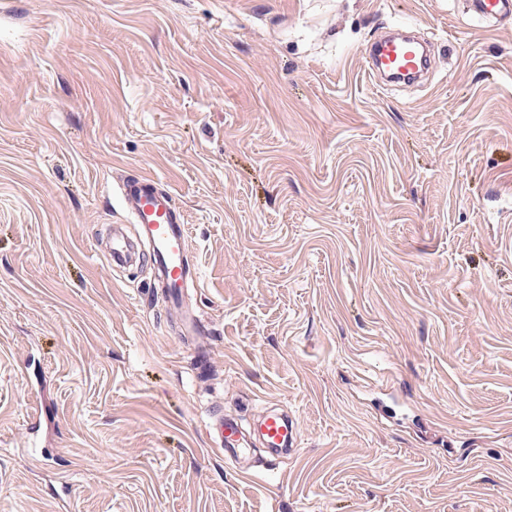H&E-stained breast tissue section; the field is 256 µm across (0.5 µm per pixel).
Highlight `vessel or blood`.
<instances>
[{
  "mask_svg": "<svg viewBox=\"0 0 512 512\" xmlns=\"http://www.w3.org/2000/svg\"><path fill=\"white\" fill-rule=\"evenodd\" d=\"M427 66L428 57L417 43L391 35L377 40L367 58L370 75L381 74L393 82L416 81ZM121 196L149 245L145 257L156 271L159 287L165 288L172 304H180L187 284L199 281L197 268L188 253L187 230L180 208L173 196L159 189L151 178L125 179ZM255 433L277 454L288 451L295 443L292 420L275 410L262 416ZM212 434L228 459L243 456L249 446L247 434L232 418H216Z\"/></svg>",
  "mask_w": 512,
  "mask_h": 512,
  "instance_id": "obj_1",
  "label": "vessel or blood"
}]
</instances>
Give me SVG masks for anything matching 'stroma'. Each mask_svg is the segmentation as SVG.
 <instances>
[{
  "mask_svg": "<svg viewBox=\"0 0 512 512\" xmlns=\"http://www.w3.org/2000/svg\"><path fill=\"white\" fill-rule=\"evenodd\" d=\"M435 41L381 89L384 28ZM158 180L199 333L109 267ZM288 411V456L215 449ZM0 512H512V14L0 0ZM212 434L216 441L217 449L224 452L226 459H236L243 456L247 448H250L248 436L239 423L232 418L218 417L212 424ZM224 447V448H223Z\"/></svg>",
  "mask_w": 512,
  "mask_h": 512,
  "instance_id": "35a3bbf8",
  "label": "stroma"
}]
</instances>
